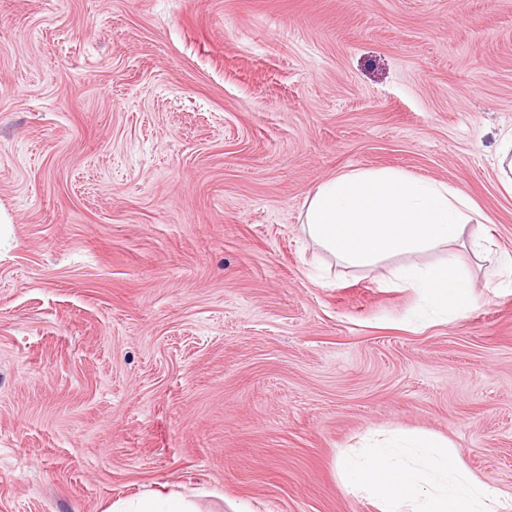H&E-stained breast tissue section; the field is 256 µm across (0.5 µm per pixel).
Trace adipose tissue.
I'll list each match as a JSON object with an SVG mask.
<instances>
[{
    "mask_svg": "<svg viewBox=\"0 0 512 512\" xmlns=\"http://www.w3.org/2000/svg\"><path fill=\"white\" fill-rule=\"evenodd\" d=\"M478 212L446 183L396 169L354 168L324 181L308 198L303 232L338 264L373 268L404 259L396 275L428 310L456 315L474 300L473 283L451 247ZM436 254L420 266L415 257ZM339 472L374 498L380 512H512L493 483L463 468L448 439L397 429L360 455L340 454ZM107 512H199L180 494L120 499Z\"/></svg>",
    "mask_w": 512,
    "mask_h": 512,
    "instance_id": "1",
    "label": "adipose tissue"
}]
</instances>
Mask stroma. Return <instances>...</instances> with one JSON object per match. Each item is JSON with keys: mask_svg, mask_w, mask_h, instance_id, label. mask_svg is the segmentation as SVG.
Here are the masks:
<instances>
[{"mask_svg": "<svg viewBox=\"0 0 512 512\" xmlns=\"http://www.w3.org/2000/svg\"><path fill=\"white\" fill-rule=\"evenodd\" d=\"M509 133L512 0H0V512H378L397 428L512 499V273L426 315L301 231L395 168L512 255ZM498 171L500 183L512 193V134L505 136L499 145ZM106 512H200L195 503L180 494L147 495L118 499Z\"/></svg>", "mask_w": 512, "mask_h": 512, "instance_id": "35a3bbf8", "label": "stroma"}]
</instances>
